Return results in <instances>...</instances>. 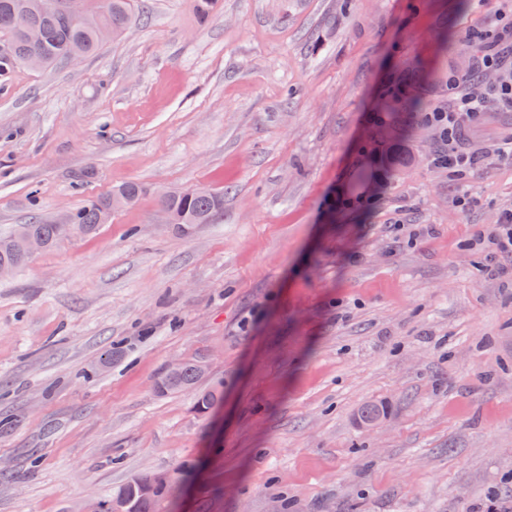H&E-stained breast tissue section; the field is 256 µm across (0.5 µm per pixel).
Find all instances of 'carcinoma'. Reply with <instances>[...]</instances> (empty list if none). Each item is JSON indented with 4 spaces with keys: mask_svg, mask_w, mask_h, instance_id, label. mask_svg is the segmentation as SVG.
Instances as JSON below:
<instances>
[{
    "mask_svg": "<svg viewBox=\"0 0 512 512\" xmlns=\"http://www.w3.org/2000/svg\"><path fill=\"white\" fill-rule=\"evenodd\" d=\"M41 0H0V40L13 44V51L0 53V90L8 84L13 72L24 65V58L38 55L45 59L49 67L65 59L70 45L80 44L84 53L91 55L102 47L99 30L112 29V35L120 36L128 27L132 13L133 0H103L96 10H88L86 20L81 25L74 24L65 11L46 12L39 7ZM34 29L40 40L32 41L27 30ZM111 196L88 201L81 208L68 215L69 225L55 221L35 220L23 226L21 224L0 231V266H9L18 270L29 260V254L21 240L19 232L28 228V232L39 237L44 248L49 249L63 240L66 231L82 235H91L104 224V215ZM161 205L170 209L181 224H210L224 210V193L204 189L187 190L165 195ZM201 380L198 362L184 361L180 373L163 377L159 388L174 391L196 385ZM224 383L219 382L203 392L195 402V409L206 414L214 410L223 400ZM178 484L163 482L156 492L147 498L137 494L135 481L114 489L109 496L113 501L123 497L132 499L135 512H158L162 499L172 496Z\"/></svg>",
    "mask_w": 512,
    "mask_h": 512,
    "instance_id": "obj_1",
    "label": "carcinoma"
}]
</instances>
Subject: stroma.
<instances>
[{
    "label": "stroma",
    "mask_w": 512,
    "mask_h": 512,
    "mask_svg": "<svg viewBox=\"0 0 512 512\" xmlns=\"http://www.w3.org/2000/svg\"><path fill=\"white\" fill-rule=\"evenodd\" d=\"M145 4L0 94V226L142 189L0 278V512L186 471L161 512H512V274L467 245L512 210V112L461 132L464 211L434 131L390 106L423 78V112L470 92L462 33L512 0ZM188 188L223 191L215 223H169ZM189 358L198 389L160 390Z\"/></svg>",
    "instance_id": "35a3bbf8"
}]
</instances>
